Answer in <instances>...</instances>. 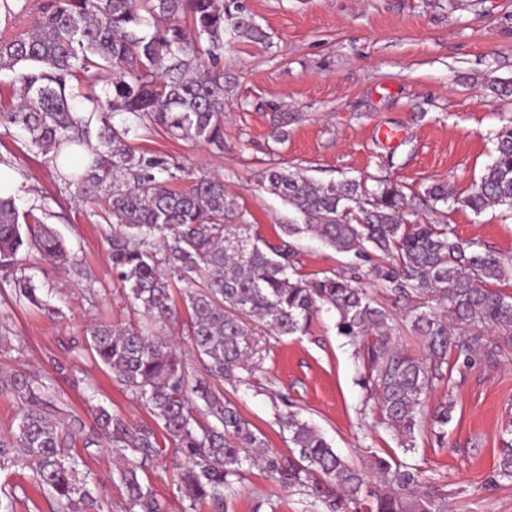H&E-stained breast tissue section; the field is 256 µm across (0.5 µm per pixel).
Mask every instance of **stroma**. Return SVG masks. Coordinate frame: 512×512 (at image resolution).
Listing matches in <instances>:
<instances>
[{
	"mask_svg": "<svg viewBox=\"0 0 512 512\" xmlns=\"http://www.w3.org/2000/svg\"><path fill=\"white\" fill-rule=\"evenodd\" d=\"M270 34L268 44L240 38L224 50V68L237 84L224 102V149L193 145L159 131L133 130L137 151L162 155L195 176L217 174L235 195L251 231L267 243L294 215L261 187L269 167L299 170L327 182L387 180L418 198L414 217L446 219L461 240L512 256V212L495 206L476 213L455 206L439 215L424 203L425 190L448 183L468 193L491 164L493 136L512 120V0H248ZM294 114L284 143L274 142V116ZM0 158L17 185L11 195L20 213L34 212L60 235L82 274L57 270L37 252L21 265L45 303L17 301L11 272L0 270V372L33 373L56 392L64 413L92 425V409L104 406L131 423L151 422L148 410L96 363L86 347L97 322L140 324L127 289L113 279L110 233L99 212L64 189L55 170L30 150L16 129L0 127ZM300 274H344L346 255L305 237L298 243ZM177 317L164 325L187 367H198L188 336L184 285L173 287ZM263 358L242 382H218L267 448L286 452L288 435L275 415L286 396L341 455L361 463L398 451L394 433L363 416V372L353 348L338 336L334 314L323 312L299 336H262ZM448 382L432 402L451 401L453 420L445 440L418 438L412 460L448 491L451 512H512V482L486 486L512 423V356L489 364L451 361ZM147 464L143 482L165 512H184L189 501L177 485L179 454L167 437ZM81 472L108 486L109 503L122 495L111 445L69 446ZM0 504L9 512H57L58 505L34 485L29 469L0 470ZM195 512H323L310 491L288 488L260 464L244 478L222 509L212 502Z\"/></svg>",
	"mask_w": 512,
	"mask_h": 512,
	"instance_id": "obj_1",
	"label": "stroma"
}]
</instances>
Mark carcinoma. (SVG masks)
I'll return each instance as SVG.
<instances>
[{"label": "carcinoma", "mask_w": 512, "mask_h": 512, "mask_svg": "<svg viewBox=\"0 0 512 512\" xmlns=\"http://www.w3.org/2000/svg\"><path fill=\"white\" fill-rule=\"evenodd\" d=\"M244 37L267 39L244 0H42L28 26L0 38V72L14 74L20 101L0 112L44 157L81 202L103 206L112 226V274L154 324L175 317L172 279L186 285L189 336L201 364L189 371L166 339L150 327L99 323L89 331L95 357L147 406L154 424L133 425L102 406L84 446L105 437L125 459L118 480L121 512H164L139 470L160 452L157 429L176 445L178 481L189 500L223 504L241 482L243 464L257 462L289 487H314L324 512H448V492L421 468L394 454L357 465L327 442L300 413H277L288 432L289 455L254 453L264 442L234 404L215 390L247 369L254 326L272 336L305 333L320 312L336 314L337 334L362 361L360 381L378 423L394 429L403 455L416 450L429 427L445 439L453 403L432 408V390L448 379V352L494 363L512 350V297L495 284L512 276V257L463 242L447 223L411 221L410 203L395 185L370 189L357 178L319 182L299 171L269 168L261 183L296 210L280 225L279 244L249 233L244 213L224 180L200 176L184 189L186 168L128 144L132 125L177 140L224 150V48ZM107 73L102 87L80 85L89 73ZM294 115L279 112L274 137L288 136ZM96 141L89 157L76 155ZM433 202L480 212L512 210V124L495 134V156L470 193L448 185L426 190ZM318 237L350 257L352 270L373 260L370 274L404 304L406 329L423 341L414 356L395 339L397 324L358 276L297 275L295 241ZM47 264H70L53 227L24 216L0 197V267L12 268L22 251ZM16 297L39 307L28 276L14 280ZM492 335L487 336L485 332ZM23 401L15 430L0 438V470L18 464L63 505V512H102L93 480L64 450V439L84 433L82 419L57 420L55 399L38 376L0 375V396ZM210 420H198L196 401ZM493 484L512 482V443L504 441Z\"/></svg>", "instance_id": "carcinoma-1"}]
</instances>
